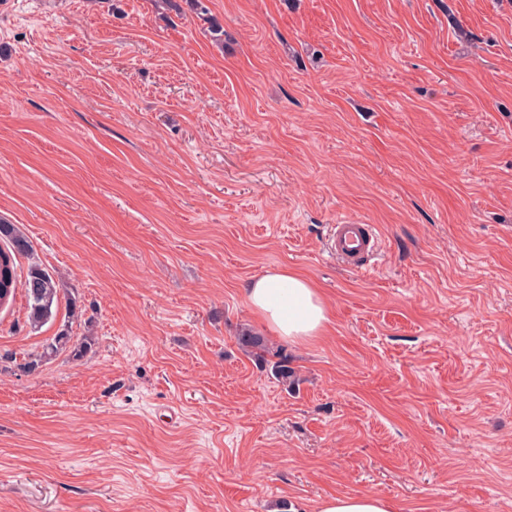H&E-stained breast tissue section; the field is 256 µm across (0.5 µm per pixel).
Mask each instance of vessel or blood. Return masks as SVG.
<instances>
[{"label":"vessel or blood","mask_w":512,"mask_h":512,"mask_svg":"<svg viewBox=\"0 0 512 512\" xmlns=\"http://www.w3.org/2000/svg\"><path fill=\"white\" fill-rule=\"evenodd\" d=\"M380 249L373 225L356 220L332 225L327 250L356 274H366Z\"/></svg>","instance_id":"b4317fda"}]
</instances>
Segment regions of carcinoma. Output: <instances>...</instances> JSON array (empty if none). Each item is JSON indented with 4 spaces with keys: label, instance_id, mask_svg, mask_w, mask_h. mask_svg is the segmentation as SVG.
<instances>
[{
    "label": "carcinoma",
    "instance_id": "cac0c4a2",
    "mask_svg": "<svg viewBox=\"0 0 512 512\" xmlns=\"http://www.w3.org/2000/svg\"><path fill=\"white\" fill-rule=\"evenodd\" d=\"M29 248L28 240L16 225L0 222V290L3 284H9V295L6 302H0V308L13 304L17 287H22L28 321L37 327L52 316L59 288L52 275L38 264L30 265L24 280H19L17 256L27 253ZM241 344L260 360L271 352L267 338L256 333L249 332L241 337Z\"/></svg>",
    "mask_w": 512,
    "mask_h": 512
}]
</instances>
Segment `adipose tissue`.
<instances>
[{
    "instance_id": "adipose-tissue-1",
    "label": "adipose tissue",
    "mask_w": 512,
    "mask_h": 512,
    "mask_svg": "<svg viewBox=\"0 0 512 512\" xmlns=\"http://www.w3.org/2000/svg\"><path fill=\"white\" fill-rule=\"evenodd\" d=\"M253 313L280 338L304 343L322 335L330 310L308 277L285 267L267 269L245 290Z\"/></svg>"
}]
</instances>
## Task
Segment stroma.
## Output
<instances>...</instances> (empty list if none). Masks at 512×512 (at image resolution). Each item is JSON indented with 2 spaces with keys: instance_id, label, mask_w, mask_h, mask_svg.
<instances>
[{
  "instance_id": "stroma-1",
  "label": "stroma",
  "mask_w": 512,
  "mask_h": 512,
  "mask_svg": "<svg viewBox=\"0 0 512 512\" xmlns=\"http://www.w3.org/2000/svg\"><path fill=\"white\" fill-rule=\"evenodd\" d=\"M0 218L60 288L0 309V512H512V0H0ZM275 266L330 322L259 362ZM380 249L377 234L371 224L351 220L332 224L327 250L336 261L342 262L355 274L369 272L371 260ZM319 512H397V506L375 494L336 495L325 498Z\"/></svg>"
}]
</instances>
